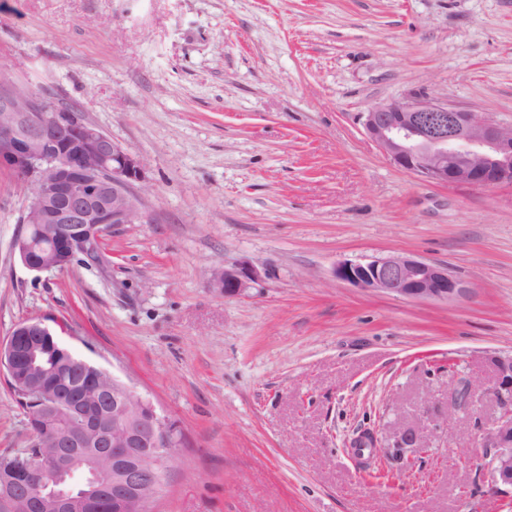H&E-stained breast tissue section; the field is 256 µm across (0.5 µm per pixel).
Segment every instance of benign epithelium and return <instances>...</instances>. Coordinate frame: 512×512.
<instances>
[{"instance_id": "1", "label": "benign epithelium", "mask_w": 512, "mask_h": 512, "mask_svg": "<svg viewBox=\"0 0 512 512\" xmlns=\"http://www.w3.org/2000/svg\"><path fill=\"white\" fill-rule=\"evenodd\" d=\"M363 125L397 168L437 184L512 183V125L428 96L370 106ZM0 168L29 188L14 248L42 273L103 256L119 224H142V159L85 121L0 76ZM355 288L408 300L452 301L469 287L448 268L412 256L344 261L335 269ZM258 279L248 265L212 269L208 285L226 297ZM489 390L502 409L487 433L488 490L512 492V355L495 361ZM0 373L32 405L27 426L37 463L0 469V512H149L166 462L181 439L148 399L104 367L77 359L42 321L17 324L0 343Z\"/></svg>"}]
</instances>
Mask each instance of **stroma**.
I'll return each instance as SVG.
<instances>
[{
    "label": "stroma",
    "mask_w": 512,
    "mask_h": 512,
    "mask_svg": "<svg viewBox=\"0 0 512 512\" xmlns=\"http://www.w3.org/2000/svg\"><path fill=\"white\" fill-rule=\"evenodd\" d=\"M139 155L150 220L106 269L34 273L0 170V342L40 320L184 435L152 512H512L487 490L486 391L512 355V185L396 168L360 115L427 95L512 125V0H0V72ZM391 254L470 288L353 287ZM249 263L242 294L212 268ZM483 393L452 410L460 383ZM370 436L371 458L352 446ZM0 375V454L26 447ZM335 274L355 288L408 300L452 301L469 291L466 283L447 267L406 255L344 261ZM258 279L257 271L245 264L234 267H216L212 269L208 279L209 288L224 293V297H234L240 295L249 282Z\"/></svg>",
    "instance_id": "stroma-1"
}]
</instances>
